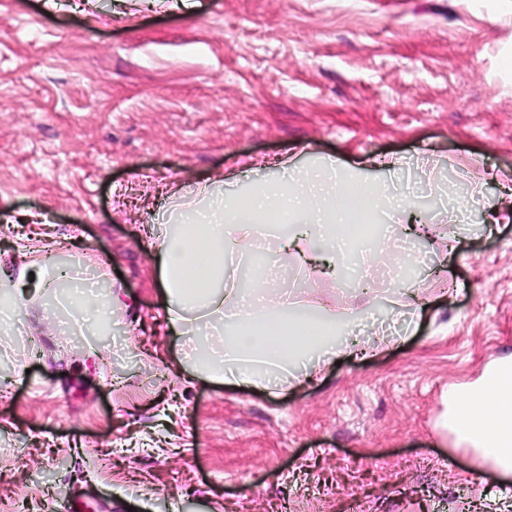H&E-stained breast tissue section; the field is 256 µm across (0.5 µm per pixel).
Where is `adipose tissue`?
Masks as SVG:
<instances>
[{
  "instance_id": "adipose-tissue-1",
  "label": "adipose tissue",
  "mask_w": 512,
  "mask_h": 512,
  "mask_svg": "<svg viewBox=\"0 0 512 512\" xmlns=\"http://www.w3.org/2000/svg\"><path fill=\"white\" fill-rule=\"evenodd\" d=\"M188 193L197 206L187 211L170 200L163 220L150 227L148 247L169 330L200 345L194 373L271 392L285 383L299 387L312 381L337 354L360 356V349L336 342L356 315L352 305L291 312L275 259L316 264L315 245L322 242L334 261H343L358 244L352 225L375 213L410 216L409 196L346 180L332 163L292 170L278 191L228 195L217 177L191 183ZM269 239L275 258L256 264L252 288L240 291L233 257L258 255ZM29 277L41 290L69 284L71 313L86 323H100L125 306L117 293L102 295L77 284L74 274L45 254L16 274L0 268L1 309H22L16 290ZM448 426L458 443L502 472L512 471V357L488 366L476 384L449 389Z\"/></svg>"
}]
</instances>
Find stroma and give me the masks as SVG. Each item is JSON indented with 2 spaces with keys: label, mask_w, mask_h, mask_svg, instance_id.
<instances>
[{
  "label": "stroma",
  "mask_w": 512,
  "mask_h": 512,
  "mask_svg": "<svg viewBox=\"0 0 512 512\" xmlns=\"http://www.w3.org/2000/svg\"><path fill=\"white\" fill-rule=\"evenodd\" d=\"M404 160L379 170L376 156ZM266 167L243 177L246 158ZM334 159L411 189L427 306L405 343L280 396L199 377L155 312L142 238L178 177L272 188ZM512 171V0H0V263H65L129 304L63 324L62 289L0 332V512H512L491 463L441 427L448 390L512 354V223L482 225ZM369 295L285 263L298 309Z\"/></svg>",
  "instance_id": "1"
}]
</instances>
